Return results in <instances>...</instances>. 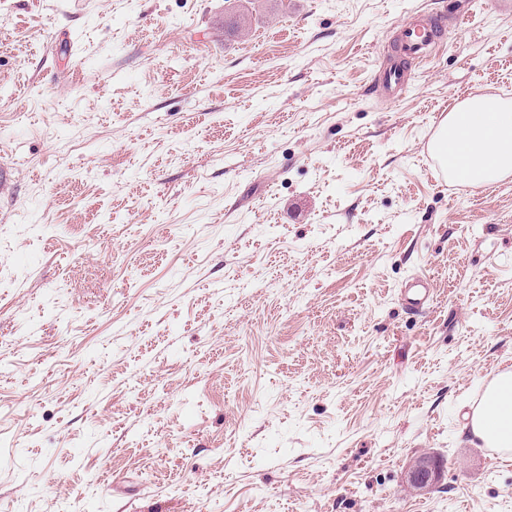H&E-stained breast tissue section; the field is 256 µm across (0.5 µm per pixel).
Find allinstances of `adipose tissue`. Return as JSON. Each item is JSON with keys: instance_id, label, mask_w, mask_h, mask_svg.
I'll use <instances>...</instances> for the list:
<instances>
[{"instance_id": "1", "label": "adipose tissue", "mask_w": 512, "mask_h": 512, "mask_svg": "<svg viewBox=\"0 0 512 512\" xmlns=\"http://www.w3.org/2000/svg\"><path fill=\"white\" fill-rule=\"evenodd\" d=\"M432 147L449 162L452 176L482 188L512 174V103L494 95L455 105L441 121ZM485 447L512 454V372L496 375L466 415Z\"/></svg>"}]
</instances>
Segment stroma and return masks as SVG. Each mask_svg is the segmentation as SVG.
Wrapping results in <instances>:
<instances>
[{"instance_id":"1","label":"stroma","mask_w":512,"mask_h":512,"mask_svg":"<svg viewBox=\"0 0 512 512\" xmlns=\"http://www.w3.org/2000/svg\"><path fill=\"white\" fill-rule=\"evenodd\" d=\"M482 94L498 0H0V512H512V177L427 162ZM445 34L446 25L442 17L438 16L430 17L420 25L402 27L394 58L379 70L378 79L384 93L390 96L401 95L411 88L417 74L407 66L408 62L427 57ZM403 302L409 310L418 312L429 301L430 288L426 278L414 276L402 290ZM466 428L486 448L510 458L512 454V372L496 375L486 386L480 401L466 414ZM439 462L431 455H421L409 468L406 476L407 484L425 492L434 488L440 481Z\"/></svg>"}]
</instances>
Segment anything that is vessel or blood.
<instances>
[{
	"instance_id": "1",
	"label": "vessel or blood",
	"mask_w": 512,
	"mask_h": 512,
	"mask_svg": "<svg viewBox=\"0 0 512 512\" xmlns=\"http://www.w3.org/2000/svg\"><path fill=\"white\" fill-rule=\"evenodd\" d=\"M446 26L441 17H430L425 23L402 27L396 54L379 70L378 79L385 94L399 95L411 88L416 75L408 63L428 56L430 50L445 36ZM405 306L413 311L423 308L430 297L429 282L426 278L413 277L402 291Z\"/></svg>"
}]
</instances>
